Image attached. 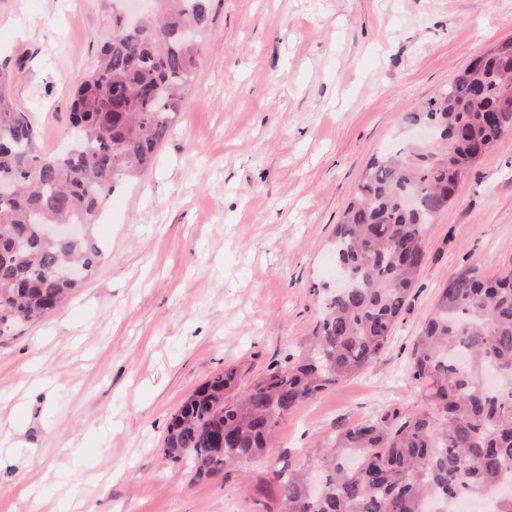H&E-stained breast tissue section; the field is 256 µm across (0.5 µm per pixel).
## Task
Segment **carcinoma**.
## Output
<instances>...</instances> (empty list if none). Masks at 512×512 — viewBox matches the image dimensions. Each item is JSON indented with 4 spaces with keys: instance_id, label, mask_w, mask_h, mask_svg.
Masks as SVG:
<instances>
[{
    "instance_id": "1",
    "label": "carcinoma",
    "mask_w": 512,
    "mask_h": 512,
    "mask_svg": "<svg viewBox=\"0 0 512 512\" xmlns=\"http://www.w3.org/2000/svg\"><path fill=\"white\" fill-rule=\"evenodd\" d=\"M204 0H177L151 12L144 31L119 15L100 42L96 64L69 115L80 136L70 151L38 154L27 114L0 77V337L54 311L76 288L56 271L72 260L94 273L102 253L92 238L45 240L38 225L88 222L116 181L151 164L185 103L199 45L178 28L206 27ZM512 37L474 58L448 86L403 122L435 124L440 142L373 159L334 230L336 266L348 287L323 302L313 336L297 355L236 391L226 368L198 387L172 416L162 453L192 464L197 480L264 461L278 422L360 371L386 349L426 259L428 225L473 165L505 135L512 112ZM413 197L416 210L405 200ZM500 371L492 390L482 380ZM413 377L429 408L386 412L336 431L331 448L310 457L321 472L312 494L307 472L266 466L252 484L262 512H430L433 503L501 494L512 476V271L485 278L460 270L442 288L413 348ZM224 431V438L215 432Z\"/></svg>"
}]
</instances>
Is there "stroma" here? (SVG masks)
<instances>
[{
    "label": "stroma",
    "mask_w": 512,
    "mask_h": 512,
    "mask_svg": "<svg viewBox=\"0 0 512 512\" xmlns=\"http://www.w3.org/2000/svg\"><path fill=\"white\" fill-rule=\"evenodd\" d=\"M186 102L154 163L118 180L102 259L49 317L0 339V512H257L245 471L198 481L161 451L220 369L239 389L295 355L333 283L332 235L371 158L418 141L402 114L512 36V0H206ZM119 0H0V63L41 155ZM426 261L378 359L282 418L269 459L305 466L340 427L427 390L412 350L449 276L512 268V135L430 224Z\"/></svg>",
    "instance_id": "1"
}]
</instances>
